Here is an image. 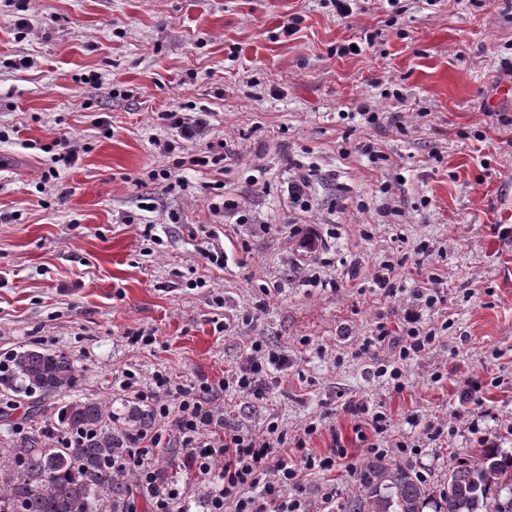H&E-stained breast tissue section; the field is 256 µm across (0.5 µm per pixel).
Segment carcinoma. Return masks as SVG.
Masks as SVG:
<instances>
[{
	"label": "carcinoma",
	"instance_id": "1",
	"mask_svg": "<svg viewBox=\"0 0 512 512\" xmlns=\"http://www.w3.org/2000/svg\"><path fill=\"white\" fill-rule=\"evenodd\" d=\"M78 380L75 361L62 350L22 347L0 363V386L30 399L28 415L56 398L54 428L84 434L76 445L58 441L48 448L35 434L11 440L0 458V512H101L128 496V479L112 473V461L126 455L127 437L112 429L102 402L72 397ZM368 471L341 512H512V452L501 448L457 462L433 488L379 459Z\"/></svg>",
	"mask_w": 512,
	"mask_h": 512
}]
</instances>
